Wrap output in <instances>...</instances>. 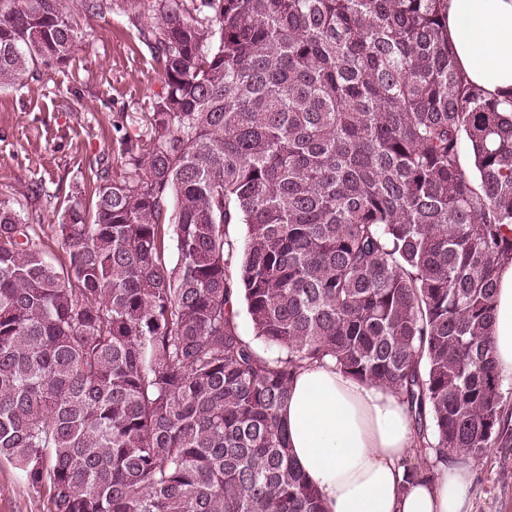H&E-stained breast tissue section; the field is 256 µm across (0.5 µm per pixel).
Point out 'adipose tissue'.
Wrapping results in <instances>:
<instances>
[{
	"label": "adipose tissue",
	"instance_id": "adipose-tissue-1",
	"mask_svg": "<svg viewBox=\"0 0 512 512\" xmlns=\"http://www.w3.org/2000/svg\"><path fill=\"white\" fill-rule=\"evenodd\" d=\"M448 40L466 83L512 98V0H442ZM494 348L503 382H512V263L499 274ZM292 455L326 512H472L460 463L400 490V463L414 428L390 389L361 382L332 362L302 370L282 409Z\"/></svg>",
	"mask_w": 512,
	"mask_h": 512
}]
</instances>
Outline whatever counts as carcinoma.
Returning a JSON list of instances; mask_svg holds the SVG:
<instances>
[{
    "mask_svg": "<svg viewBox=\"0 0 512 512\" xmlns=\"http://www.w3.org/2000/svg\"><path fill=\"white\" fill-rule=\"evenodd\" d=\"M439 2L150 0L162 91L122 172L74 182L49 242L0 198V460L46 512H324L280 411L325 360L406 406L407 485L512 440V115ZM65 3L0 0V88L72 58ZM495 307V356L499 374L507 384L512 383V263L500 271Z\"/></svg>",
    "mask_w": 512,
    "mask_h": 512,
    "instance_id": "obj_1",
    "label": "carcinoma"
}]
</instances>
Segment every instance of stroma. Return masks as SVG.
Returning <instances> with one entry per match:
<instances>
[{
    "label": "stroma",
    "mask_w": 512,
    "mask_h": 512,
    "mask_svg": "<svg viewBox=\"0 0 512 512\" xmlns=\"http://www.w3.org/2000/svg\"><path fill=\"white\" fill-rule=\"evenodd\" d=\"M79 36L72 59L41 81L0 90V197L29 208L39 191L41 222L58 223L72 182L92 162L120 163L127 143L145 139L142 114L162 88L160 69L140 40V17H88L68 0ZM473 512H512V446L468 461ZM0 512H45L43 499L0 461Z\"/></svg>",
    "instance_id": "stroma-1"
}]
</instances>
